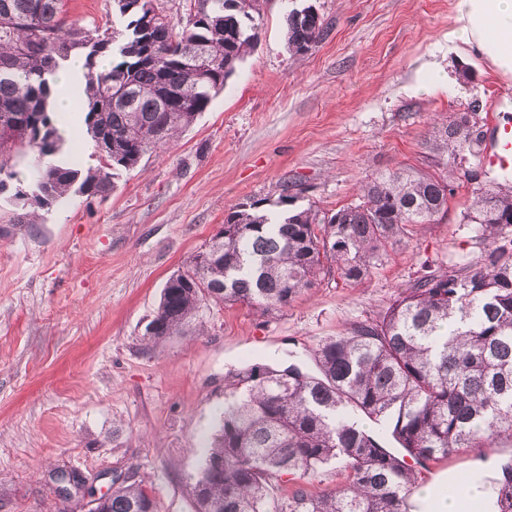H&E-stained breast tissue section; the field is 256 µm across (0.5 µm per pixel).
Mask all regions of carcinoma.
<instances>
[{
	"label": "carcinoma",
	"mask_w": 512,
	"mask_h": 512,
	"mask_svg": "<svg viewBox=\"0 0 512 512\" xmlns=\"http://www.w3.org/2000/svg\"><path fill=\"white\" fill-rule=\"evenodd\" d=\"M68 2L0 0V192L15 177L12 152L29 151L33 178L14 197L40 207L72 192L108 195L119 172L189 128L254 46L261 13L258 0H206L195 23L176 31L148 16L159 10L154 0H114L125 27L108 32L65 26ZM306 11L286 17L295 54L328 34L325 19ZM76 49L86 51L78 111L98 157L85 171L59 158L65 138L53 85ZM120 91L123 102L114 100ZM478 141L463 112L434 128L427 146L434 164L446 166ZM452 192L431 173L399 171L374 176L358 202L331 214L295 207L288 181L274 217L258 200L239 202L168 278L148 337L182 331L206 301L269 312L325 271L365 280L387 246L448 212ZM468 218L487 245L481 255L424 274L377 317L326 339L314 351L315 372L254 364L234 375L191 486L195 512H421L424 504L412 500L422 479L416 467L512 447V194L473 189ZM332 462L346 473L335 490L314 494L299 484L271 496V478L302 480ZM491 484V512H512L511 459ZM95 509L155 512L156 504L142 483L125 480Z\"/></svg>",
	"instance_id": "carcinoma-1"
}]
</instances>
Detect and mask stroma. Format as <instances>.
<instances>
[{
    "mask_svg": "<svg viewBox=\"0 0 512 512\" xmlns=\"http://www.w3.org/2000/svg\"><path fill=\"white\" fill-rule=\"evenodd\" d=\"M310 4L330 32L295 55L286 17ZM454 4L264 0L254 50L208 110L109 195L41 208L0 193V512H92L119 476L151 488L158 512H194L233 373L309 362L416 278L478 255L464 215L479 152L437 168L426 143L460 112L485 136L512 124V81L449 55ZM405 167L450 181L448 211L388 246L370 278L327 275L271 313L207 302L184 333L145 338L167 279L234 204L274 203L291 180L298 206L335 210Z\"/></svg>",
    "mask_w": 512,
    "mask_h": 512,
    "instance_id": "stroma-1",
    "label": "stroma"
}]
</instances>
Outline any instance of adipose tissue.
I'll return each instance as SVG.
<instances>
[{"label":"adipose tissue","instance_id":"1","mask_svg":"<svg viewBox=\"0 0 512 512\" xmlns=\"http://www.w3.org/2000/svg\"><path fill=\"white\" fill-rule=\"evenodd\" d=\"M448 51L475 53L498 76L511 79L512 0H456Z\"/></svg>","mask_w":512,"mask_h":512}]
</instances>
